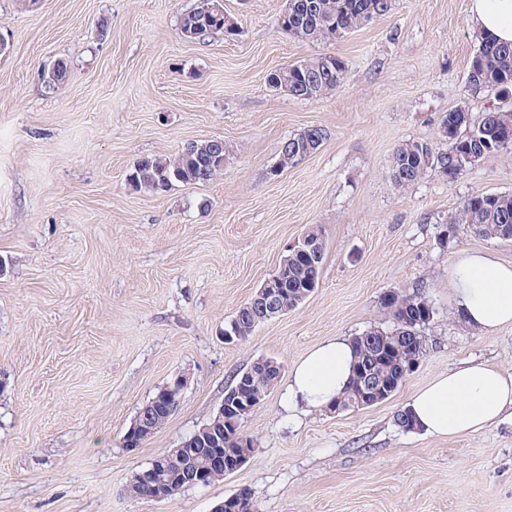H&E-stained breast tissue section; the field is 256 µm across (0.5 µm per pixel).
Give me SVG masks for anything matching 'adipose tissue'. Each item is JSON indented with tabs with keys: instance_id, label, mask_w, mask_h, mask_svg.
<instances>
[{
	"instance_id": "adipose-tissue-1",
	"label": "adipose tissue",
	"mask_w": 512,
	"mask_h": 512,
	"mask_svg": "<svg viewBox=\"0 0 512 512\" xmlns=\"http://www.w3.org/2000/svg\"><path fill=\"white\" fill-rule=\"evenodd\" d=\"M468 24L477 36L512 43V0H471ZM449 288L466 325L483 335L512 324V265L492 253H458ZM353 350L349 338L333 336L299 359L288 380V400L314 408L341 393L349 379ZM406 409L420 432L438 438L482 430L512 410V373L470 362L434 377L408 398Z\"/></svg>"
}]
</instances>
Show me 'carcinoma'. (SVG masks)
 I'll use <instances>...</instances> for the list:
<instances>
[{"label":"carcinoma","instance_id":"carcinoma-1","mask_svg":"<svg viewBox=\"0 0 512 512\" xmlns=\"http://www.w3.org/2000/svg\"><path fill=\"white\" fill-rule=\"evenodd\" d=\"M214 0H197L195 7L181 19L183 33L195 31V39L224 31L225 16L210 12ZM298 9L288 15L287 32L297 38L311 41L339 40L360 26L386 15L391 0H297ZM330 61L324 55L301 64L271 72L268 83L275 88H292L316 82L327 77ZM70 76V64L57 60L48 73L47 82L62 85ZM467 89L473 94L492 91L495 103L485 108L477 120L462 110H451L440 123V136L448 141V149L438 150L431 144L409 141L397 146L390 165L397 185L408 186L431 174L454 182L471 166L466 159L470 153L479 158L501 151H512V111L501 103L512 94V44L500 43L490 37L479 40V48L472 58L467 77ZM226 152L211 151V141L193 142L187 150L172 159L145 156L136 162L132 182L150 191H165L173 185L207 184L214 172L224 168ZM459 224L467 225L478 237L512 240V194L476 193L460 202L446 219V230L440 238L446 245ZM284 264L283 288L285 307L294 309L301 298L318 286L322 262H312L301 256L288 254ZM385 305L392 311L393 328H377L352 338L355 362L352 376L334 404L343 406L357 398L362 374L371 373L379 383L392 392L403 384L399 368L407 362H419L426 353L427 339L421 328L434 317L435 310L423 296L390 294ZM254 316L241 307L225 329L235 330L240 339L247 338L253 329ZM279 379V368L272 364L252 365L236 374L233 383L244 381L268 397ZM244 418L235 426L224 427V454L235 456L253 452L254 442L242 430ZM259 512L254 492L229 496L224 499V512H236L238 507Z\"/></svg>","mask_w":512,"mask_h":512}]
</instances>
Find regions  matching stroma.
<instances>
[{"mask_svg": "<svg viewBox=\"0 0 512 512\" xmlns=\"http://www.w3.org/2000/svg\"><path fill=\"white\" fill-rule=\"evenodd\" d=\"M196 0H0V512H211L251 488L260 512H512V419L451 438L394 419L411 393L466 361L512 371V325L485 336L455 317L458 251L512 263V241L448 213L481 192L512 194V152L457 181L398 186L394 149L437 148L441 119L479 116L469 95L479 40L470 0H392L385 16L333 42L281 29L286 0H224L238 25L193 41ZM344 58L345 82L317 99L269 87L281 67ZM67 83L46 81L58 59ZM324 130L278 169L282 143ZM220 138L224 173L166 192L129 180L137 159ZM325 243L304 303L243 341L221 333L309 230ZM436 308L429 349L386 402L330 413L289 408L294 364L332 336L393 326L384 299ZM259 358L279 382L244 421L256 442L223 481L172 498L131 497L132 475L212 419L236 373ZM187 374L178 409L139 448L122 437L166 382Z\"/></svg>", "mask_w": 512, "mask_h": 512, "instance_id": "1", "label": "stroma"}]
</instances>
